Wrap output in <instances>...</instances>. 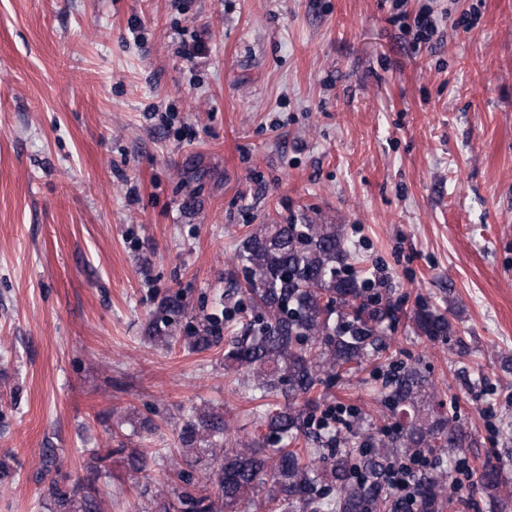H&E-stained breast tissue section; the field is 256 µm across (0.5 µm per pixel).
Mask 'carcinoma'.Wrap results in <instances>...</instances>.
I'll return each mask as SVG.
<instances>
[{"label": "carcinoma", "mask_w": 512, "mask_h": 512, "mask_svg": "<svg viewBox=\"0 0 512 512\" xmlns=\"http://www.w3.org/2000/svg\"><path fill=\"white\" fill-rule=\"evenodd\" d=\"M236 259L241 266V292L259 307V328L246 325L245 336L224 350V365L248 368L261 377L260 397H273L257 416L265 428L264 440H285L287 445L268 453L263 440L236 442L224 448L228 427L224 420L199 416L186 422L178 434L184 449L209 443L217 469L198 471L178 458L169 465L179 512H238L242 504H256L255 495L270 484L263 503L268 512H400L386 491L385 480L393 462L403 457L431 455L463 448L468 435L435 403V389L415 366L401 365L391 380L384 403L407 421L396 425L369 447L344 441L333 457H321L319 448H292L303 438L318 442L309 431L308 409L315 393L331 380L357 372L373 355L383 351L376 325L393 321L390 300L370 292L367 281L352 271L350 252L334 224H260L243 239ZM337 321L331 322V316ZM187 315L178 296L164 298L152 314L149 338L170 344L173 327ZM413 325L430 340L447 338L452 325L438 310L422 307ZM224 342L218 317L203 315L187 336L188 348L203 352ZM46 494L51 512H98V489L75 485L66 490L52 479ZM420 512L455 508V493L447 490L445 471L416 481Z\"/></svg>", "instance_id": "carcinoma-1"}]
</instances>
